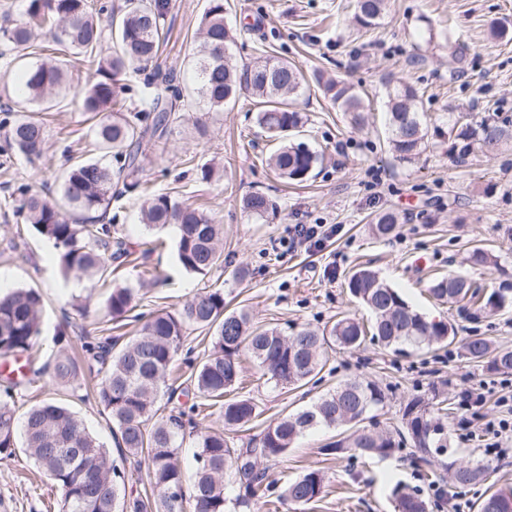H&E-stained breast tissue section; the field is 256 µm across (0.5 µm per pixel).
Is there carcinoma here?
<instances>
[{"label": "carcinoma", "instance_id": "obj_1", "mask_svg": "<svg viewBox=\"0 0 512 512\" xmlns=\"http://www.w3.org/2000/svg\"><path fill=\"white\" fill-rule=\"evenodd\" d=\"M387 0H354V24L371 28L384 17ZM104 11L94 0H25L21 18L0 25V43L12 49L41 57L29 68L23 82L30 103H49L67 82L63 64L45 57L38 43L47 31L60 50L69 52L74 62L88 68L89 77L82 90V111L98 116L93 139L98 149L119 160L112 170L99 161H76L62 175L59 193L64 205L78 219L66 217L62 207L25 185L19 189L20 211L25 221L42 236L53 241L64 275L90 281L112 275V262L123 261L129 249L114 226L119 213L112 203L125 193L143 198L140 222L149 229L175 226L177 259L188 272L207 275L224 264V226L206 211L183 203L174 192L159 193L139 177L140 156L172 133L183 120L178 102L181 92L175 88L167 96L156 94L149 108L133 112L126 104L128 85L121 78L140 70V65L159 52L164 31V12L157 0H123L111 11L110 34L100 26L97 15ZM224 0H210L201 21L202 48L196 59L197 95L211 108L224 104L245 90L252 95L256 123L277 149L267 159L277 177L287 182H302L322 162L323 156L291 136L308 123L307 114L297 107L303 90L309 87L302 68L273 54L268 46L255 48L256 61L250 65L234 62L230 47L235 32L224 21ZM428 39L443 40L456 63L465 57V48L453 30L435 33L426 21ZM324 95L344 113L354 126L366 123V105L353 85L341 78H316ZM388 113V145L395 158L412 163L426 150L431 129L426 114L420 111L417 88L409 82L385 84ZM463 115L448 110V136L461 143L466 154L472 146L492 155L512 146V119H485L479 123L462 122ZM5 136L0 153L28 160L41 158L46 144L44 123L32 114L4 111L0 127ZM122 183L123 190L112 187ZM250 217L264 220L272 204L262 192H252L241 200ZM399 230L396 213L387 211L372 219L371 232L379 238L394 236ZM468 261L473 267L497 265V256L480 244L471 247ZM353 297L373 314L370 326L349 317H341L328 329L317 331L301 327L287 333L276 325H258L244 306L231 307L222 288H203L182 305L153 312L145 320L134 313L140 298L132 289L116 286L106 299L110 320L132 319L140 323L135 336L124 344L119 338L84 341L89 370L96 373L95 397L107 411L122 459L130 460L137 470L145 471L154 497L126 493L125 475L108 450L86 430L82 421L65 405L45 400L18 416L16 395L38 385L43 376L58 385L70 386L78 380L76 359L65 348L47 354L41 365L29 360L28 372L10 379L0 398V454L11 452L18 433L26 447L61 491V512H183V503L191 499L195 512H229L226 476L237 482L248 478L251 495L263 497L269 486L263 485L265 472L250 464V456L272 459L286 453L307 431L340 428L338 439L328 444V455H361L387 459L398 453L404 439L414 446L429 448L436 455L448 451V431L440 417L448 416V396L435 388L432 397L415 395L405 404L402 429L393 434L372 432L362 423L383 408L387 395L374 381L350 378L320 395L309 407L288 414L269 425L259 445L233 448L224 431L197 423L207 402L219 405L224 427L243 428L258 416L257 404L236 392L241 382L240 356L249 355L277 386L301 387L317 376L328 361V351L356 348L366 341H377L397 352L433 343L452 344L456 339L452 325L430 321L412 308L400 293L378 273L359 267L347 278ZM429 294L457 307L467 318L477 319L502 311L507 297L501 291L486 292L460 275L436 276L430 280ZM42 296L33 289L17 288L0 295V358L17 359L29 352L40 333ZM200 330L210 338V349L199 363L185 359L187 381L199 400L188 409L167 415L156 408L162 389L173 398L175 389L167 384L187 330ZM470 362L491 374H512V349L490 347L479 335L462 344ZM189 435L196 447L197 471L190 488H184V476L178 456L179 439ZM490 465L480 461L472 470L448 469L451 484L460 488L486 482ZM325 475L318 469L305 472L289 483L284 500L307 505L322 497ZM395 512H426L427 503L416 490L397 483L391 490ZM512 499V484L490 483L475 502V512H497L499 501Z\"/></svg>", "mask_w": 512, "mask_h": 512}]
</instances>
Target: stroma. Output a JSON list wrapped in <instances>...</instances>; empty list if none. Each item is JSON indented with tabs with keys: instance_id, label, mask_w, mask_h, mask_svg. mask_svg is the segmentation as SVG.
Segmentation results:
<instances>
[{
	"instance_id": "obj_1",
	"label": "stroma",
	"mask_w": 512,
	"mask_h": 512,
	"mask_svg": "<svg viewBox=\"0 0 512 512\" xmlns=\"http://www.w3.org/2000/svg\"><path fill=\"white\" fill-rule=\"evenodd\" d=\"M162 2L167 35L152 68L174 73L177 85L185 88L182 111L187 119L165 144L143 158L142 176L156 191H179L187 203L205 208L223 224L224 266L205 276L185 271L177 261L176 231L170 226L161 232L165 247L146 258L145 267L160 275L157 282L142 285V269L131 264L107 281L91 282L64 276L52 244L24 226L19 185H31L52 201L58 197V178L69 158L115 163L95 149L92 122L79 108L76 93L87 75L72 74L67 90L44 115L46 156L34 162L0 156V285L33 288L43 298L42 334L34 354L45 355L61 343H78L87 333L108 336L112 323L105 301L117 285L138 289L140 310L146 314L216 285L223 288L226 299L245 305L257 322L321 328L340 313L368 321L371 313L345 285L347 274L365 263L417 311L453 322L458 338L478 333L494 346L512 348V308L468 322L425 292L432 269L463 275L489 290L512 288V147L494 155L476 152L461 158L443 134L430 139L415 163L397 162L388 148L383 95L386 81L416 84L423 93V110L442 128L451 106L478 119L512 117V42L498 41L491 33L493 26L512 23V0H390L381 24L364 37L358 36L351 21L353 0H228L226 19L237 32L232 53L238 62L251 61L255 46L264 41L306 71L318 69L345 79L370 106L367 124L355 129L317 88L307 90L300 102L309 121L300 139L323 152L326 160L305 182L288 186L274 179L265 165L273 145L257 128L248 97L219 112L193 92L191 62L209 0ZM424 15L436 28L454 26L466 47L464 64H456L447 50L438 47L417 51L426 37L420 21ZM32 63L29 57L0 55V106L24 104L19 88ZM190 156L197 166L218 159L223 177L199 180L195 169L185 163ZM257 189L278 204L274 215L264 221L249 218L240 207L242 196ZM385 211L399 215L400 233L379 240L369 223ZM297 224L332 225L336 233L319 247L291 252L283 242ZM470 241L493 248L498 267H470L464 260ZM242 265L248 275L239 280L235 271ZM241 367L243 393L255 400L259 415L250 430L229 433L238 448L259 438L271 421L311 403L341 379L355 376L388 388L389 400L378 418L390 428L399 425L412 390L428 395L438 387L456 399L466 387L486 386V402L477 414L462 410L449 420L451 448L432 465L439 477L450 463L484 459L481 443L467 435L503 415L498 403L505 392L502 376L469 362L455 346L397 353L368 343L340 350L330 353L316 386L293 391L267 382L249 356H242ZM96 382L86 370L78 385L66 389L46 378L39 390L19 398L18 404L26 409L48 398L66 403L115 457L119 451L110 423L93 397ZM333 436V430H317L287 454L267 462L268 496L232 512H394L390 493L398 483L420 489L429 512H448L447 500H436L425 475L416 468L413 448L387 460L339 458L322 450ZM310 469L324 472V497L305 506L281 501L289 481ZM0 512H60L58 488L24 446L0 454Z\"/></svg>"
}]
</instances>
